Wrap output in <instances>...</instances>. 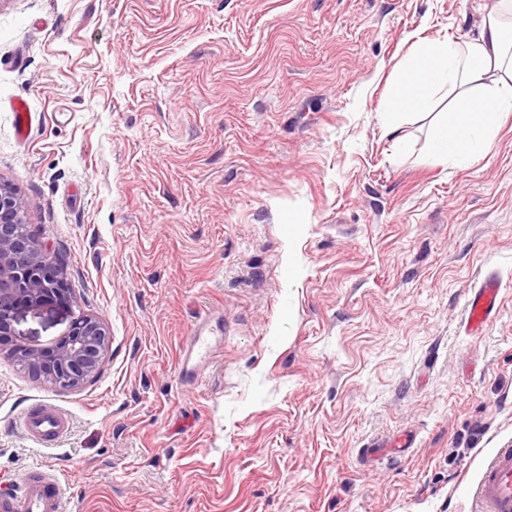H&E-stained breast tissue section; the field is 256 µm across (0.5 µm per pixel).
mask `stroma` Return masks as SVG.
I'll list each match as a JSON object with an SVG mask.
<instances>
[{"label": "stroma", "mask_w": 512, "mask_h": 512, "mask_svg": "<svg viewBox=\"0 0 512 512\" xmlns=\"http://www.w3.org/2000/svg\"><path fill=\"white\" fill-rule=\"evenodd\" d=\"M491 2L0 0V182L110 333L76 390L0 353V493L46 465L66 512H477L512 446V116L471 162L432 149L447 100L383 125L416 42L476 37ZM209 309L223 349L181 386ZM70 321L19 308L12 341ZM34 403L59 443L20 426ZM501 283L494 272H489L478 288H474L466 299L465 330L477 334L498 315ZM21 425L37 442L49 445L59 442L69 431L67 416L42 403H37L24 412Z\"/></svg>", "instance_id": "stroma-1"}]
</instances>
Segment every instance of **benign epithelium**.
Returning a JSON list of instances; mask_svg holds the SVG:
<instances>
[{
    "instance_id": "1",
    "label": "benign epithelium",
    "mask_w": 512,
    "mask_h": 512,
    "mask_svg": "<svg viewBox=\"0 0 512 512\" xmlns=\"http://www.w3.org/2000/svg\"><path fill=\"white\" fill-rule=\"evenodd\" d=\"M27 207L22 197L0 182V351L11 333L16 306L63 303L70 311L71 325L53 347L14 345L9 352L22 370L54 387L77 389L97 373L110 333L99 318L71 300L62 265L25 224Z\"/></svg>"
}]
</instances>
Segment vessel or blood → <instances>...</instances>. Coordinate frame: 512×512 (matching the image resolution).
<instances>
[{"instance_id":"obj_1","label":"vessel or blood","mask_w":512,"mask_h":512,"mask_svg":"<svg viewBox=\"0 0 512 512\" xmlns=\"http://www.w3.org/2000/svg\"><path fill=\"white\" fill-rule=\"evenodd\" d=\"M501 283L495 273H488L478 288L466 299L468 333L475 334L496 318L500 306ZM213 316H206L193 326L179 353L178 378L194 384L201 368L220 343L213 328ZM23 429L37 442L53 445L69 431L67 416L60 410L38 403L21 417ZM14 493L1 497L0 512H63L65 491L56 476L47 469L31 468L16 481ZM477 497L481 512H512V448L497 449L488 457L479 479Z\"/></svg>"}]
</instances>
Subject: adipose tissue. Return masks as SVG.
<instances>
[{"mask_svg":"<svg viewBox=\"0 0 512 512\" xmlns=\"http://www.w3.org/2000/svg\"><path fill=\"white\" fill-rule=\"evenodd\" d=\"M509 4L512 0H494L473 39L418 46L392 84L387 134L397 132L396 113L425 111L430 94L446 91L456 102L435 135V153L466 161L490 151L495 129L512 112V39L505 36L504 21Z\"/></svg>","mask_w":512,"mask_h":512,"instance_id":"ef3b65f1","label":"adipose tissue"}]
</instances>
